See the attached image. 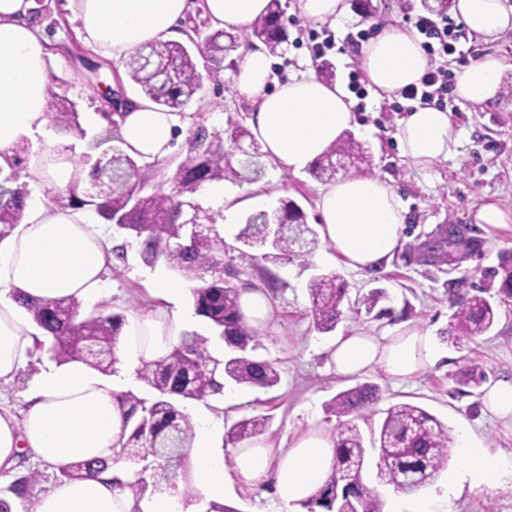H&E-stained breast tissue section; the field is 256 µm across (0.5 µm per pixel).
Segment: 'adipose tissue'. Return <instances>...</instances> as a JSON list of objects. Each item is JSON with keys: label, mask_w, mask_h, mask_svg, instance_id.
Segmentation results:
<instances>
[{"label": "adipose tissue", "mask_w": 512, "mask_h": 512, "mask_svg": "<svg viewBox=\"0 0 512 512\" xmlns=\"http://www.w3.org/2000/svg\"><path fill=\"white\" fill-rule=\"evenodd\" d=\"M87 44L119 59L134 49L181 37L190 10L188 0H75ZM269 0H203L212 23L227 31L249 27L265 13ZM35 0H0V168H7L17 147L42 131L50 110L49 53L31 21ZM454 11L475 34L488 40L512 30V10L502 0H455ZM361 67L378 90L393 93L418 83L429 67L419 38L387 26L359 49ZM272 57L257 42L237 52L232 86L237 100L252 105L249 125L262 152L280 168L302 172L311 167L355 123L353 103L344 89L317 72L291 76L268 89ZM506 67L502 57L473 60L460 75L461 99L483 104L500 91ZM123 150L138 159H165L173 149L179 118L145 97L134 98L118 117ZM402 157L426 168L447 159L459 143L449 113L415 106L396 133ZM49 163L36 172L43 191L64 190L71 165L65 144L52 142ZM323 239L354 269L381 270L400 245L404 209L385 180L343 177L326 186L317 202ZM112 253L105 237L87 224L81 211L55 203L32 205L27 219L0 239V384L13 383L30 361L39 334L20 319V300L46 302L76 297L99 298ZM191 313L159 309L125 326L117 348L123 368L165 357L181 332L192 329ZM341 376L379 369L404 381L435 362L438 352L429 334L402 323L388 335L354 333L339 337L328 350ZM115 377L73 362L40 367L23 392L22 416L0 412V472L12 471L22 453L61 466L72 461L112 459L120 445L124 408ZM456 449L462 466L446 473V493L464 485L496 486L512 472V457L489 453L469 435ZM335 443L312 429L281 454L264 439L249 440L231 460L200 434L190 450L193 479L208 498L223 497L225 484L266 486L280 506L307 497L332 473ZM36 512H175L169 492L135 500L106 476L63 481L38 501Z\"/></svg>", "instance_id": "1"}]
</instances>
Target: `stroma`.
Here are the masks:
<instances>
[{
	"instance_id": "35a3bbf8",
	"label": "stroma",
	"mask_w": 512,
	"mask_h": 512,
	"mask_svg": "<svg viewBox=\"0 0 512 512\" xmlns=\"http://www.w3.org/2000/svg\"><path fill=\"white\" fill-rule=\"evenodd\" d=\"M47 3L37 23L53 64L52 86L55 92L75 103L85 136L65 137L53 129L49 134L24 140L28 164L20 168L19 177L26 180L29 201L33 204L41 201L42 190L36 180L30 179L28 165L42 156L49 142L65 139L74 156L83 158L88 141L103 131L98 119L107 109V93L127 97L140 94L128 78L123 61L103 56L84 42L72 0H47ZM281 3L287 8L289 39L275 53L273 70L283 79L317 67L319 60L312 54L309 34L322 31L323 26L290 12L291 0ZM373 3L378 8L376 18L366 21L352 11L346 20L332 28L344 43L343 53L333 50L327 53L335 66V82L348 84L349 74L356 68L359 47L355 38L359 30L389 24L402 26L407 18L438 5L437 0H373ZM475 45L478 54H498L507 60L509 67L503 73L500 94L495 101L474 105L453 98L455 111L450 118L463 136L447 160L422 170L401 156L395 134L400 121L408 114L409 102L372 88L362 107L354 111L356 124L352 135L368 148L374 174L393 186L405 208L404 237L382 270L351 269L322 240L318 241L306 267L299 260L285 258L270 264L265 259L267 247L237 244L236 236L252 210L250 202L259 186L266 195L263 208H274L280 200L291 199L302 206L311 228L320 226L316 200L324 180L307 171L295 174L279 168L255 140L248 138L242 142L243 148L254 155V163L244 178L216 184L217 189L235 195L241 203L232 224H225L223 208L201 205L199 195H190L199 223L217 225L227 245L224 263L237 272V285L263 288L260 270L265 266L280 281L279 289L272 294V318L257 337V353L275 363L279 384L269 390L237 387L239 400L231 406L221 396L183 404L191 417H198L203 411L209 413L224 451L233 449L226 439L228 429L245 416H268L263 437L276 453L285 451L308 430L331 431L336 419L326 414L325 403L362 380L377 384L381 399L358 419L361 432L377 426L390 405L411 403L436 416L448 427L451 436L467 431L490 452L512 455V422L497 419L486 410L484 388L463 386L455 380L458 371L473 358L483 364L489 383L512 379V301L499 304L494 326L473 341L459 344L448 333L454 313L448 300L449 281L465 280L470 289L489 288L490 274L497 268L500 255L512 251V223L488 230L475 221L477 209L487 204L512 213V33L492 43L479 37ZM202 84L198 96L184 109V127L171 154L159 164V181L171 177L196 126L203 125L210 133L221 134L230 124L250 115L249 105L236 100L230 75H223L218 82L206 78ZM87 219L109 239L120 241L124 256L111 263L105 276L103 299L85 301L86 310H100L108 305L129 320L143 315L159 304L151 292L153 278L158 274L181 289L172 302L173 307L191 309L187 282L178 272L162 262L152 267L145 265L134 236L99 220L95 213H88ZM448 224L473 225L476 237L482 242L479 251L466 254L453 269L426 262L421 257V245L428 234ZM316 274L337 276L346 283L348 296L353 300L374 289L384 291L380 305L387 308V315L376 318L349 312L334 332H318L312 321L307 291L310 278ZM406 321L429 332L439 353L438 362L412 380L397 384L373 370L358 379L341 377L329 367L326 349L337 337L358 330L381 335ZM448 508L450 512H512V478H504L492 489L464 490L459 498L449 502Z\"/></svg>"
}]
</instances>
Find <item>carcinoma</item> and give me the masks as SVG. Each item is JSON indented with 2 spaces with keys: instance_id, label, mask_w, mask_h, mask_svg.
<instances>
[{
  "instance_id": "carcinoma-1",
  "label": "carcinoma",
  "mask_w": 512,
  "mask_h": 512,
  "mask_svg": "<svg viewBox=\"0 0 512 512\" xmlns=\"http://www.w3.org/2000/svg\"><path fill=\"white\" fill-rule=\"evenodd\" d=\"M283 18L281 0H269L266 14L248 31L232 33L215 29L198 41L195 35L199 34V29L193 27L188 45L170 41L152 44L167 55L175 71L174 80L142 71L133 53L125 62L128 75L143 96L164 111L180 114L202 87L198 58L222 47L233 51L254 39L264 42L274 53L288 42ZM48 118L50 124L64 133L84 135L78 112L73 103L63 97L52 101ZM249 136L250 131L239 122L225 130L223 138L198 128L173 174L177 179L173 187L154 183L155 164H142L139 159L114 148L109 163L102 165L97 160L92 166L93 182L106 185L107 194L78 191L80 178L76 173L68 189V206L90 208L107 223L119 219L117 227L139 240L146 264L153 265L162 259L185 280L194 283L190 289L194 314L202 318L212 332L204 336L185 331L166 357L141 367L140 379L158 393L155 401L149 404L132 392L122 396L127 407L124 427L128 428V433L116 455L143 462L145 466L133 471L130 481L123 483L116 478L114 482L139 499L149 490L145 473L150 468L162 471L169 488L185 504L194 499L192 489L180 486L179 479L186 478L188 448L195 426L175 401L205 400L222 393L226 382L271 389L280 381L274 363L252 354L254 330L243 321L237 288L224 279V263L219 258V253L224 251V238L213 224L194 226L187 239L182 235L186 225L196 217L189 213L195 206L185 201L184 196L206 183L240 177V172L232 165V157ZM335 156L353 160V169L347 171V175H373L368 151L349 132L317 160L311 168L312 174L320 179H332L336 169L330 160ZM21 162V157L15 156L10 172L0 177V239L24 217L29 190L27 184L19 182ZM460 228V236L450 244H440L430 259L453 266L464 254L476 249L471 236L474 229L466 224ZM269 237L276 250L270 255L274 260L283 255L305 263L316 245V233L309 227L306 213L291 199L281 200L271 212L259 210L249 214L236 241L251 247L266 243ZM492 276L499 278L496 294L500 299L504 302L512 299V255L500 258ZM482 293L481 288L474 294L453 291L455 311L448 333L456 341H471L493 326L496 309ZM308 294L316 329L321 333L334 331L344 315L346 285L338 282L335 275H317L308 283ZM22 307L31 321L46 332L45 339L36 341L37 348L48 341L50 351L61 364L78 361L102 374L112 372L124 315L102 311L86 313L82 301L76 298L45 303L26 301ZM214 336L224 340L232 354L222 360L213 357L210 345ZM486 380L483 367L475 361L457 377V382L466 386H479ZM379 399V387L364 382L337 393L326 404V413L337 419L331 432L336 443L333 473L315 493L299 501L307 512H315L317 507L324 512H384L379 494L364 483L366 448L357 424L349 419L369 409ZM267 423L268 417L264 415L245 417L230 428L227 436L232 442L245 441L261 434ZM450 442L448 427L434 415L411 403L394 404L386 409L378 435L372 438V448L378 450L379 457L376 478L379 483L404 493H416L434 484L448 469ZM58 472L62 479L74 480L92 475L96 469L89 462L74 461L58 468Z\"/></svg>"
}]
</instances>
